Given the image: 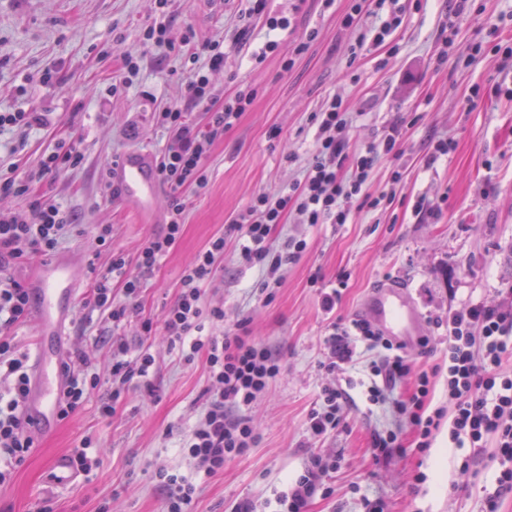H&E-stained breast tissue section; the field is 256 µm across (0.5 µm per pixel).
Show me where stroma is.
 <instances>
[{
  "instance_id": "stroma-1",
  "label": "stroma",
  "mask_w": 512,
  "mask_h": 512,
  "mask_svg": "<svg viewBox=\"0 0 512 512\" xmlns=\"http://www.w3.org/2000/svg\"><path fill=\"white\" fill-rule=\"evenodd\" d=\"M400 2L406 7L402 26L353 63L354 38L341 25L347 0L330 6L324 0H268L269 12L293 16V28L272 35L258 23L246 44L225 45L224 68L211 74L212 84L228 95L247 87L255 98L214 147L207 187L183 191L182 238L146 278L139 303L142 317L157 323L145 342L156 361L155 391L130 388L107 419L90 400L53 434L37 437L12 482L0 487V512H39L46 504L52 512H164L166 492L156 477L161 468L195 484L190 512H234L245 500L264 512L266 500L285 490L312 457L329 455L336 459L331 492L314 497L307 512H366L365 500L377 498L389 512H482L483 482L462 471L464 452L449 447L447 427L436 431L431 448L419 451L415 428L392 402L406 398L414 378L441 363L449 310L495 304L512 289V99L494 92L499 84L512 88V73L498 72L491 56L468 64L453 57L439 61L448 0ZM244 7V0H173L169 38L181 44L192 30L201 39H229ZM510 11L512 0H467L457 20V45L489 41L491 27ZM158 14L156 0H0V111L34 109L48 117L46 126L0 133V163L23 171L60 145L84 156L80 169L61 172L42 187L78 223L63 238L61 254L89 256L98 224L111 227L114 250L131 256L158 230L119 206L106 177L112 161L128 151H162L154 112L184 98L187 74L178 56L144 53L140 42L142 28ZM312 30L316 39L306 41ZM271 36L281 42L279 53L256 62L253 53ZM128 56L142 57L140 74L113 95L112 78ZM50 62L57 73L45 84L43 68ZM477 85L485 95L472 106L468 97ZM339 92L356 116L348 130L350 153L396 123L402 126L400 153L381 158L364 186L378 207L352 211L344 224H298L287 216L274 226V244L296 237L307 248L271 297L259 296L254 285L260 272L241 261L230 224L256 194L298 178L316 149L309 117ZM433 137L450 140L452 148L431 165ZM421 199L436 207L434 216H417L414 205ZM220 231L227 239L224 269L206 296L208 304L224 308V323L214 332L233 333L238 319L249 318L251 336L279 354L284 372L252 410L255 448L208 476L179 448L201 407L205 359L185 362L159 321L177 297L185 266ZM105 267L100 258L79 271L81 303L68 336L70 348L90 352L103 378L110 372L112 325L83 300ZM341 275L346 286L335 312L325 314L320 288ZM382 279L408 289L429 345L408 350L409 378L397 382L390 402L370 407L363 381L376 353L358 344L348 371L353 402L335 432L314 439L308 415L322 386L334 380L320 367L331 325L356 320ZM396 428L400 447L374 455V433ZM86 437L98 447L96 466L67 486L55 485L50 460Z\"/></svg>"
}]
</instances>
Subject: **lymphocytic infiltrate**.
<instances>
[{"label": "lymphocytic infiltrate", "mask_w": 512, "mask_h": 512, "mask_svg": "<svg viewBox=\"0 0 512 512\" xmlns=\"http://www.w3.org/2000/svg\"><path fill=\"white\" fill-rule=\"evenodd\" d=\"M390 2L387 17L366 32L358 27L365 0H350L342 24L354 33L352 56L382 45L401 27L405 8L399 0ZM183 44L180 56L189 65L185 100L164 104L156 113L157 124L166 136L158 159V175L171 198L166 222L132 258L113 251L111 227H96L93 253L107 255L108 264L98 275L86 305L105 314L120 335L112 340V365L105 382L94 372L88 352L75 349L66 368L60 402L59 413L64 419L93 395H100L98 410L109 417L131 385L152 389L155 359L143 349L142 341L152 335L155 324L141 317L139 304L145 278L176 248L182 236L186 209L182 191L207 186L206 165L214 146L253 101L251 91L241 89L226 96L210 84V73L224 68L223 38L199 40L190 34ZM197 107L204 111L205 121L196 119L193 110ZM310 120L316 127V152L300 178L288 188L258 194L232 222L242 240V260L261 272L257 288L263 293L278 284L281 271L295 263L307 247L306 240L294 237L273 245V226L291 215L302 224L346 223L353 208L367 206L362 188L369 173L381 156L395 150L401 135L399 127H391L363 152L350 154L346 132L353 115L339 95L328 99ZM82 161L83 155L76 149H57L24 173L0 169V193L24 198L27 207L24 218L0 217V269L52 255L63 235L73 228L69 211L35 196L34 190L60 171L77 169ZM347 164L352 175L344 178L340 171ZM225 243L224 234L216 233L197 253L183 271L178 297L164 310L161 322L170 344L178 347L184 361H193L199 354L205 357L208 385L203 392L204 404L180 448L208 475L223 470L227 460L257 444L251 411L282 373L278 355L249 336L247 319L238 320L230 336L202 333L203 319L215 323L224 319L223 307H206L204 297L224 260ZM29 314L25 286L12 278L0 280V485L10 480L13 469L35 446L23 414L31 388L28 355L11 336L13 328L24 324ZM131 324L137 327L135 335H123V328ZM359 339L380 351L371 367L375 381L367 394L368 403L376 405L386 401L392 384L409 375V360L401 347L384 339L367 322L357 320L347 326L333 325L326 340L328 373H344ZM446 356L447 366H434L431 374L421 375L408 398L396 401L395 406L399 413L409 414L422 450L431 447L435 432L443 425L455 448H480L487 438H494L488 462L495 478L485 491L483 504L484 512H499L502 498L512 493V299L492 305L472 303L449 312ZM440 373L446 379L450 406L429 412L425 402L430 377ZM319 399L318 409L308 419V430L315 438L336 429L349 394L332 383L322 387ZM329 473V465L312 458L287 490L270 501L271 512H306L317 494L328 493Z\"/></svg>", "instance_id": "lymphocytic-infiltrate-1"}]
</instances>
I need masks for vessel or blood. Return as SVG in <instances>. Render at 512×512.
<instances>
[{"mask_svg": "<svg viewBox=\"0 0 512 512\" xmlns=\"http://www.w3.org/2000/svg\"><path fill=\"white\" fill-rule=\"evenodd\" d=\"M112 193L138 221H158L162 186L157 158L147 150H133L113 162L108 170ZM77 264L74 258L54 256L39 263L28 284L34 310V343L31 354L32 386L25 416L31 431L49 435L60 419L58 401L65 383L63 363L71 316L78 300ZM377 331L394 344L410 347L421 334L420 311L410 293L384 283L366 298L360 312Z\"/></svg>", "mask_w": 512, "mask_h": 512, "instance_id": "vessel-or-blood-1", "label": "vessel or blood"}]
</instances>
